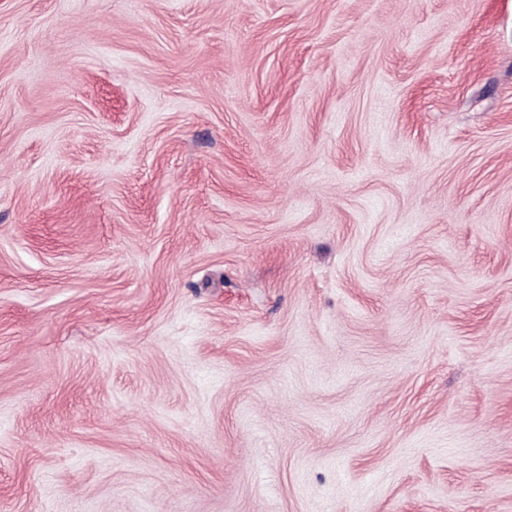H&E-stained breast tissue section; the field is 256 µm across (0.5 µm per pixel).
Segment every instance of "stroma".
<instances>
[{"label": "stroma", "instance_id": "stroma-1", "mask_svg": "<svg viewBox=\"0 0 512 512\" xmlns=\"http://www.w3.org/2000/svg\"><path fill=\"white\" fill-rule=\"evenodd\" d=\"M0 512H512V0H0Z\"/></svg>", "mask_w": 512, "mask_h": 512}]
</instances>
